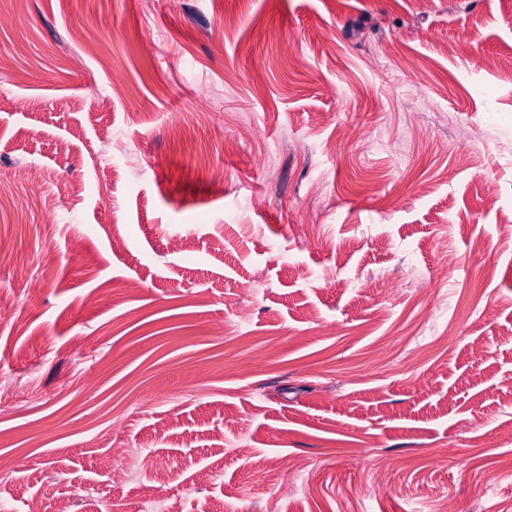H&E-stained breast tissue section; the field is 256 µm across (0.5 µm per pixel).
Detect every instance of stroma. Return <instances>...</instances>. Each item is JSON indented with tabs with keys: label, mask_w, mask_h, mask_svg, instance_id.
I'll list each match as a JSON object with an SVG mask.
<instances>
[{
	"label": "stroma",
	"mask_w": 512,
	"mask_h": 512,
	"mask_svg": "<svg viewBox=\"0 0 512 512\" xmlns=\"http://www.w3.org/2000/svg\"><path fill=\"white\" fill-rule=\"evenodd\" d=\"M497 56L512 0H10L0 512H512Z\"/></svg>",
	"instance_id": "35a3bbf8"
}]
</instances>
